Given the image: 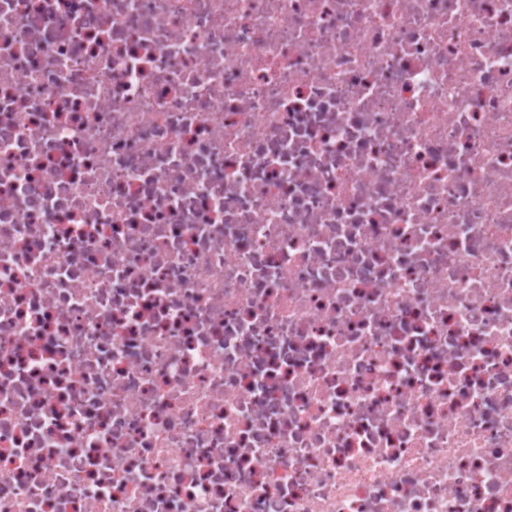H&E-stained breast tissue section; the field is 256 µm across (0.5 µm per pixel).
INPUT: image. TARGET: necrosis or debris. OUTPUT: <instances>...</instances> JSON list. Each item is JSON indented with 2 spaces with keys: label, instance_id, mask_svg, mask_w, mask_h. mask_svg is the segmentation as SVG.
Returning <instances> with one entry per match:
<instances>
[{
  "label": "necrosis or debris",
  "instance_id": "1",
  "mask_svg": "<svg viewBox=\"0 0 512 512\" xmlns=\"http://www.w3.org/2000/svg\"><path fill=\"white\" fill-rule=\"evenodd\" d=\"M0 512H512V0H0Z\"/></svg>",
  "mask_w": 512,
  "mask_h": 512
}]
</instances>
